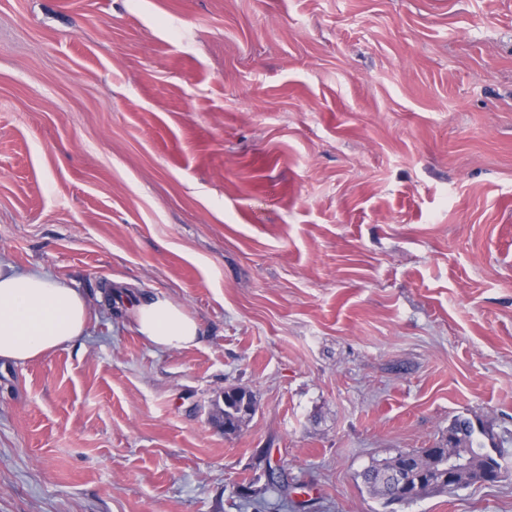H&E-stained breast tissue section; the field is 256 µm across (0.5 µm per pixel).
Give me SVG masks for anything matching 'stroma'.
<instances>
[{
	"label": "stroma",
	"mask_w": 512,
	"mask_h": 512,
	"mask_svg": "<svg viewBox=\"0 0 512 512\" xmlns=\"http://www.w3.org/2000/svg\"><path fill=\"white\" fill-rule=\"evenodd\" d=\"M0 262L91 305L0 365V512H383L373 462L512 433V0H0ZM136 331L158 349L195 345L200 326L180 304L162 293L145 294L130 306ZM252 407L251 395L243 390L233 389L224 394V431L231 433L237 430L241 419ZM448 432L453 433L457 437L458 448L471 452L474 455L489 454L485 451L484 444L479 440L476 433L483 434L484 428L481 426L476 428L473 421L464 416L455 417L448 426Z\"/></svg>",
	"instance_id": "1"
}]
</instances>
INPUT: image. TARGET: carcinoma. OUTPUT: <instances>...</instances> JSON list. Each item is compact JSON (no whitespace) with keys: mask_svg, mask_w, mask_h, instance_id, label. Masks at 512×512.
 Masks as SVG:
<instances>
[{"mask_svg":"<svg viewBox=\"0 0 512 512\" xmlns=\"http://www.w3.org/2000/svg\"><path fill=\"white\" fill-rule=\"evenodd\" d=\"M252 407L251 395L243 390L233 389L224 393V432L231 433L237 430L241 419L247 415ZM448 432L457 437V445L474 455L485 454L484 444L477 434L484 433V428L475 427L473 421L464 416L455 417L448 425ZM432 452L430 448H421L412 451H400L395 456L381 464L369 466L363 472L364 482L380 498L385 505H392L395 500L389 496L384 477L391 471L402 470L410 477V491L419 499L432 492H445L448 490V456L444 450H439L437 467L430 474L424 473L421 460L424 455Z\"/></svg>","mask_w":512,"mask_h":512,"instance_id":"obj_1","label":"carcinoma"}]
</instances>
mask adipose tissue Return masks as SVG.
Instances as JSON below:
<instances>
[{
  "label": "adipose tissue",
  "mask_w": 512,
  "mask_h": 512,
  "mask_svg": "<svg viewBox=\"0 0 512 512\" xmlns=\"http://www.w3.org/2000/svg\"><path fill=\"white\" fill-rule=\"evenodd\" d=\"M137 332L159 349L197 344L200 326L162 293L131 305ZM87 298L40 269L20 272L0 264V362L23 364L84 336Z\"/></svg>",
  "instance_id": "ef3b65f1"
}]
</instances>
